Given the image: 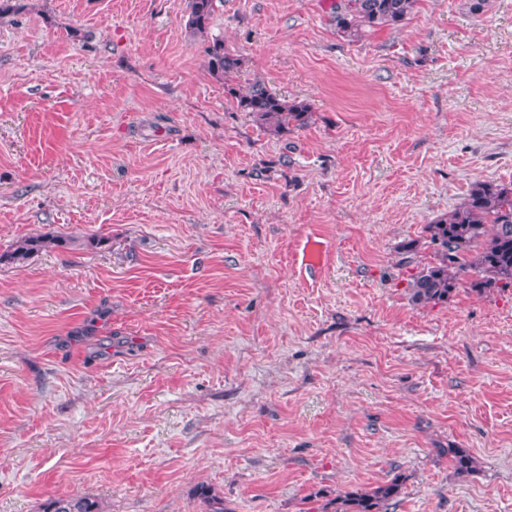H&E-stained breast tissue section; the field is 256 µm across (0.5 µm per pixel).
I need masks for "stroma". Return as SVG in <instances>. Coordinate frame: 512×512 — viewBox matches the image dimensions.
Segmentation results:
<instances>
[{
    "label": "stroma",
    "instance_id": "stroma-1",
    "mask_svg": "<svg viewBox=\"0 0 512 512\" xmlns=\"http://www.w3.org/2000/svg\"><path fill=\"white\" fill-rule=\"evenodd\" d=\"M335 2L216 6L237 87L309 105L282 134L189 0L0 21V512H322L397 474L390 512H512V288L413 305L429 253L401 249L512 182V0L357 42ZM216 0H191L186 28L192 36L205 37L208 33ZM208 69L212 75L224 79L240 69L241 60L224 49V42L214 40L207 47ZM226 87L227 94L235 100L236 108L248 112L263 129L279 134L292 128H303L308 123L310 107L307 104L280 97L261 81L251 83L244 91L229 85ZM57 244L58 241L54 240L53 238L24 239L23 241L16 244L14 250L7 255V258L9 260H12L13 262L24 261L31 253L44 250L46 248H49L51 245ZM43 512H101L97 502L89 497H69L49 500Z\"/></svg>",
    "mask_w": 512,
    "mask_h": 512
}]
</instances>
